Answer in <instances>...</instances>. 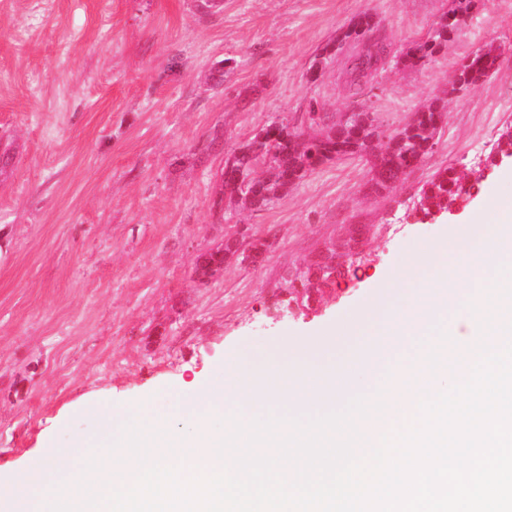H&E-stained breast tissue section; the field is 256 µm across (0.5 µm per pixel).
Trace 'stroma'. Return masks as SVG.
Returning a JSON list of instances; mask_svg holds the SVG:
<instances>
[{
    "instance_id": "stroma-1",
    "label": "stroma",
    "mask_w": 512,
    "mask_h": 512,
    "mask_svg": "<svg viewBox=\"0 0 512 512\" xmlns=\"http://www.w3.org/2000/svg\"><path fill=\"white\" fill-rule=\"evenodd\" d=\"M450 0H0V498L11 474L56 455L143 400L166 418L188 391L224 383L237 354L311 340L386 292L410 252L512 198L497 166L458 213L408 221L438 169L477 168L512 123V0H476L447 48L399 65ZM387 60L352 99L348 43L308 72L360 14ZM494 45L496 71L448 98L435 151L391 195L367 193L368 162L319 166L261 211L221 204L225 160L264 125L310 134L354 107L387 131L447 88L462 59ZM267 245L198 281L200 258L236 232ZM359 235L338 285L285 302L286 270Z\"/></svg>"
}]
</instances>
